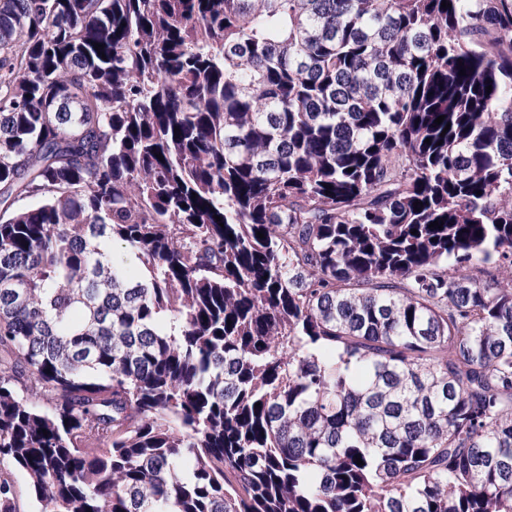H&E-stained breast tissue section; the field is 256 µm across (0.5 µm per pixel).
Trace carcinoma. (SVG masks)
I'll list each match as a JSON object with an SVG mask.
<instances>
[{
  "instance_id": "1",
  "label": "carcinoma",
  "mask_w": 512,
  "mask_h": 512,
  "mask_svg": "<svg viewBox=\"0 0 512 512\" xmlns=\"http://www.w3.org/2000/svg\"><path fill=\"white\" fill-rule=\"evenodd\" d=\"M447 2L0 0L39 512H512V0Z\"/></svg>"
}]
</instances>
